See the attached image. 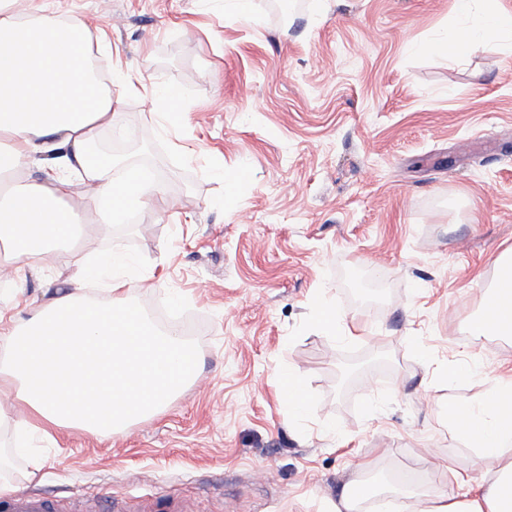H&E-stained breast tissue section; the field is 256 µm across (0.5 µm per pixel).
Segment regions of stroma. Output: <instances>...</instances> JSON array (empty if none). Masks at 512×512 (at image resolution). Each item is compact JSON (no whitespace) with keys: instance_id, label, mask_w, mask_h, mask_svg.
Masks as SVG:
<instances>
[{"instance_id":"stroma-1","label":"stroma","mask_w":512,"mask_h":512,"mask_svg":"<svg viewBox=\"0 0 512 512\" xmlns=\"http://www.w3.org/2000/svg\"><path fill=\"white\" fill-rule=\"evenodd\" d=\"M269 4L247 22L224 0H112L108 66L138 90L111 83L117 131L97 143L116 180L140 171L163 197L103 224L75 183L86 233L7 268L0 313L29 320L71 290L78 257L119 250L125 303L203 321L199 367L124 433L50 426L20 449L0 425V481L18 492L66 512L161 497L327 512L343 484L405 464L438 491L479 477L444 409L512 367V340L469 333L512 247V56L412 52L457 0H297L284 22ZM470 356L485 376L454 378ZM287 366L309 385L307 419L280 399Z\"/></svg>"}]
</instances>
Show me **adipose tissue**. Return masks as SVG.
Wrapping results in <instances>:
<instances>
[{
	"label": "adipose tissue",
	"mask_w": 512,
	"mask_h": 512,
	"mask_svg": "<svg viewBox=\"0 0 512 512\" xmlns=\"http://www.w3.org/2000/svg\"><path fill=\"white\" fill-rule=\"evenodd\" d=\"M16 0H0V171L51 165L45 183L32 184L0 206V238L9 258L33 261L66 245L82 217L63 206L72 178L92 186L111 213L162 195L153 182L130 175L116 183L112 159L90 160L95 136L116 114L110 88L89 66L85 26L64 23L29 0L18 17ZM461 22L414 44L415 53L450 61L492 47L512 54V13L498 0H457ZM499 279L470 323L475 336L512 335V249L497 259ZM130 264L118 252L76 263L72 291L37 316L0 323V397L30 407L57 427L112 435L159 412L194 374L176 365L186 351L177 331L158 332L132 306L87 301L86 279L110 292L128 283ZM448 429L490 464L479 479L452 492L426 491L425 512H512V369L491 380L474 400L449 403Z\"/></svg>",
	"instance_id": "1"
}]
</instances>
